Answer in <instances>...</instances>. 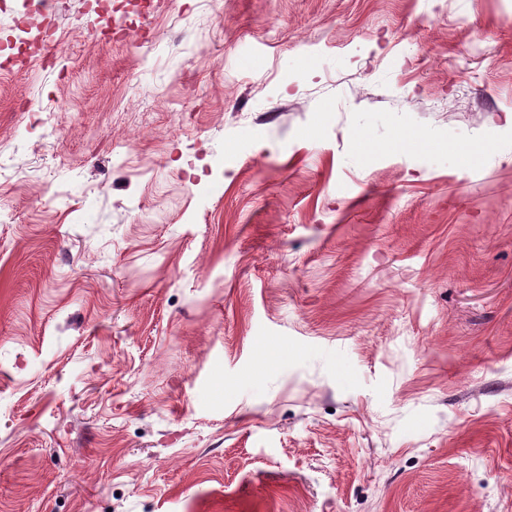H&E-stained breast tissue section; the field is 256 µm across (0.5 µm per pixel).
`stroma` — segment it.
<instances>
[{"instance_id": "35a3bbf8", "label": "stroma", "mask_w": 512, "mask_h": 512, "mask_svg": "<svg viewBox=\"0 0 512 512\" xmlns=\"http://www.w3.org/2000/svg\"><path fill=\"white\" fill-rule=\"evenodd\" d=\"M0 0V512H512V0Z\"/></svg>"}]
</instances>
